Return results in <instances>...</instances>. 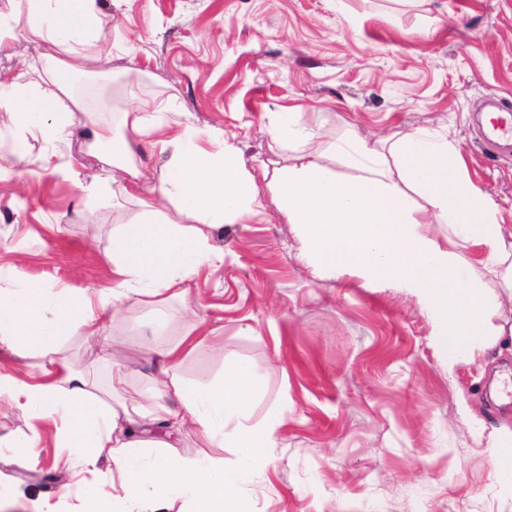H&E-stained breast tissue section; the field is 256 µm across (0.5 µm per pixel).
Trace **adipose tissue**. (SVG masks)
Returning <instances> with one entry per match:
<instances>
[{
    "instance_id": "ef3b65f1",
    "label": "adipose tissue",
    "mask_w": 512,
    "mask_h": 512,
    "mask_svg": "<svg viewBox=\"0 0 512 512\" xmlns=\"http://www.w3.org/2000/svg\"><path fill=\"white\" fill-rule=\"evenodd\" d=\"M26 3L25 33L42 42L44 65L22 77L0 74V111L16 120L10 153L21 163L28 134L52 141L70 134L79 109L72 77L102 61L96 49L102 0ZM154 108L143 100L124 109L121 133L101 125L88 132V150L99 167L83 192L103 195L117 184L142 207L138 222L112 228L111 291L77 296L0 275V352L44 358L41 381L0 375V393L9 392L12 403L32 416L57 417V446L80 472L99 471L106 459L117 469L112 489L84 482L81 512H169L176 498L187 512H253L250 499L234 491L237 470L170 452L190 422L203 441L231 444L250 468L265 469L277 424L242 422L258 390L251 365L232 364L219 380H183L177 369L198 343L193 328L177 342L142 352L153 391L148 404H131L123 372L127 352L105 335L130 299L188 298L186 281L202 264L224 258L209 245L210 229L261 205L256 175L240 165L225 138L210 135L205 148L197 129H156ZM145 143L165 157L160 177L137 160ZM329 152L354 176L323 163ZM459 160L447 134L417 128L374 146L364 140L311 143L268 181L313 272L336 277L352 271L369 283L395 282L434 323L431 344L451 368L512 347V321L488 283L493 277L512 291V227L500 224L496 205L461 173ZM431 224L447 225L445 240L428 233ZM462 244L482 252L480 263L459 253ZM74 333L99 345L103 360L111 362V403L94 395L88 376L62 355L63 339ZM229 424L234 432L228 437Z\"/></svg>"
}]
</instances>
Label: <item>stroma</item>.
Here are the masks:
<instances>
[{
	"mask_svg": "<svg viewBox=\"0 0 512 512\" xmlns=\"http://www.w3.org/2000/svg\"><path fill=\"white\" fill-rule=\"evenodd\" d=\"M103 11L97 46L109 64L75 75L76 125H118L134 99L153 98L181 123L223 135L252 172L287 165L303 147L273 140V112L287 126L302 113L325 142L444 129L465 175L512 225V153L491 152L478 120L488 99L512 102V0H105ZM28 142V172L0 168V268L76 294L111 288L112 227L136 222L140 204L80 190L97 166L80 136L57 155V173L38 167L52 142ZM260 197L259 213L211 231L224 259L188 281V303L123 305L110 331L132 345L128 384L149 388L141 348L176 341L198 315L213 334L178 375L217 380L248 361L261 384L248 421L278 423L268 467L237 487L254 512H512L485 451L512 426V390L490 396L494 372L512 374V354L448 368L414 297L352 272L315 276L268 186ZM62 352L108 388L96 345L68 336ZM464 400L478 421L461 414ZM57 427L0 402L1 435L40 433L27 466L0 447V487L19 503L79 512Z\"/></svg>",
	"mask_w": 512,
	"mask_h": 512,
	"instance_id": "35a3bbf8",
	"label": "stroma"
}]
</instances>
